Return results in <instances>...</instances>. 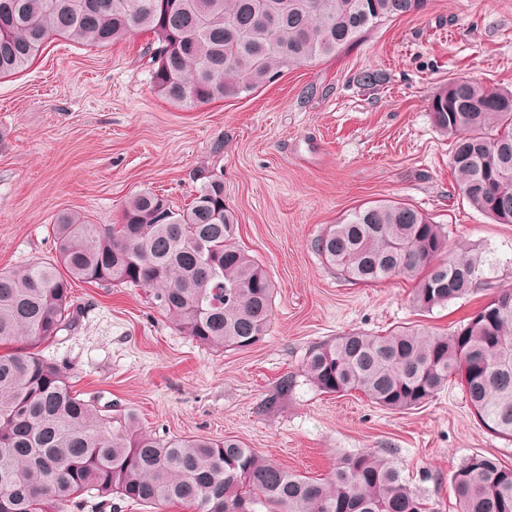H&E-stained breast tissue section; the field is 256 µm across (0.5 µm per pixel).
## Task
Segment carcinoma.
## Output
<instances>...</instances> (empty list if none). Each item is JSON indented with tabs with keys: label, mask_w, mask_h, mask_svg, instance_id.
<instances>
[{
	"label": "carcinoma",
	"mask_w": 512,
	"mask_h": 512,
	"mask_svg": "<svg viewBox=\"0 0 512 512\" xmlns=\"http://www.w3.org/2000/svg\"><path fill=\"white\" fill-rule=\"evenodd\" d=\"M426 0H0V77L24 71L59 36L107 47L148 33L157 93L184 108L239 99L295 67L319 62ZM454 138L460 195L512 224V90L463 77L428 102ZM224 190L201 178L180 207L149 191L129 196L115 224L78 212L52 225L53 260L0 270V512H75L112 497L194 512H434L393 462L373 452L340 458L316 481L242 441L165 437L134 414L112 418L81 397L63 367L36 348L77 324L73 283L146 291L151 308L203 348L247 349L270 326L273 283L236 242ZM348 278L414 283L421 312L474 292L482 257L447 256L439 225L406 203L366 202L314 240ZM209 274L202 275V268ZM303 372L326 394L358 392L394 413L417 410L452 383L474 416L512 439V290L457 330L351 332L312 346ZM458 512H512V467L494 455L464 458L451 478Z\"/></svg>",
	"instance_id": "carcinoma-1"
}]
</instances>
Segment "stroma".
Segmentation results:
<instances>
[{
    "label": "stroma",
    "instance_id": "1",
    "mask_svg": "<svg viewBox=\"0 0 512 512\" xmlns=\"http://www.w3.org/2000/svg\"><path fill=\"white\" fill-rule=\"evenodd\" d=\"M148 40L97 48L53 37L27 70L0 78V270L51 259L59 213L112 224L130 194L148 190L182 206L197 173L211 170L224 179L238 244L275 284L271 326L251 348L212 351L151 309L143 290L80 282V322L44 356L66 367L83 397L137 413L143 430L235 436L314 478L342 456L378 452L436 512H456L450 482L462 459L493 454L512 466V440L476 420L460 386L389 413L358 393H322L302 364L313 345L353 330H453L512 289V224L459 195L451 139L428 109L453 77L512 90V0H427L336 56L193 109L156 92ZM378 200L426 213L452 254H480L477 293L422 313L409 281L354 283L328 268L315 238ZM286 375L294 387L280 398Z\"/></svg>",
    "mask_w": 512,
    "mask_h": 512
}]
</instances>
